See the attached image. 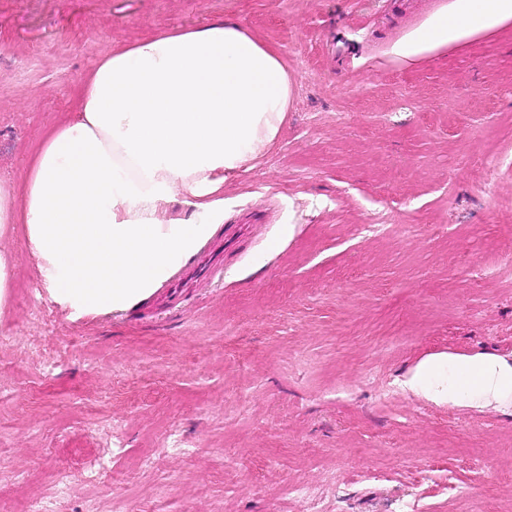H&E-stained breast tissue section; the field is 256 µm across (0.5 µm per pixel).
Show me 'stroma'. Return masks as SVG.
<instances>
[{"label": "stroma", "mask_w": 512, "mask_h": 512, "mask_svg": "<svg viewBox=\"0 0 512 512\" xmlns=\"http://www.w3.org/2000/svg\"><path fill=\"white\" fill-rule=\"evenodd\" d=\"M450 2L0 0L4 182L130 43L234 21L294 81L276 145L224 185L216 234L260 220L206 287L76 319L9 241L0 512H512V416L400 386L432 355L512 361V24L390 53Z\"/></svg>", "instance_id": "stroma-1"}]
</instances>
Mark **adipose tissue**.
<instances>
[{
  "label": "adipose tissue",
  "instance_id": "ef3b65f1",
  "mask_svg": "<svg viewBox=\"0 0 512 512\" xmlns=\"http://www.w3.org/2000/svg\"><path fill=\"white\" fill-rule=\"evenodd\" d=\"M512 22V0H452L391 47L413 61ZM286 63L230 22L174 30L102 57L72 116L20 183H0V241L22 232L72 315L125 311L197 253L224 218L226 181L275 145L292 106ZM184 200L189 216L172 205ZM434 403L512 415V363L432 355L404 380Z\"/></svg>",
  "mask_w": 512,
  "mask_h": 512
}]
</instances>
